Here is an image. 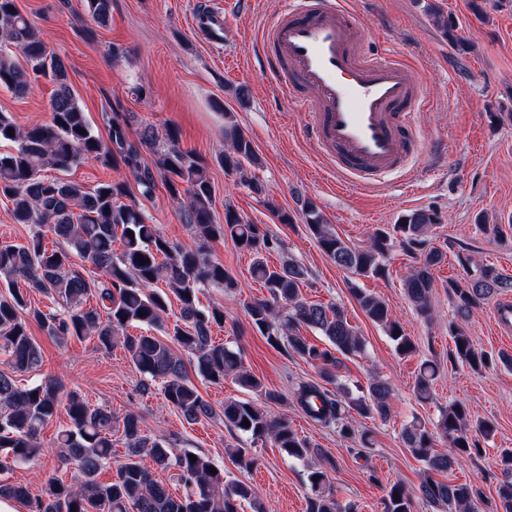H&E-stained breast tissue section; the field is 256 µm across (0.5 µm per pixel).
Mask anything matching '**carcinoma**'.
Returning a JSON list of instances; mask_svg holds the SVG:
<instances>
[{"label":"carcinoma","instance_id":"obj_1","mask_svg":"<svg viewBox=\"0 0 512 512\" xmlns=\"http://www.w3.org/2000/svg\"><path fill=\"white\" fill-rule=\"evenodd\" d=\"M83 7L95 24L108 23L111 0H83ZM436 22L459 51L469 50L456 34L458 24L454 20L439 17ZM41 78L54 87L49 120L21 127L10 113L0 111V142L15 144L12 151L0 152V197L11 202L15 223L37 227L22 244H0V288L7 290L0 293V355L7 356L10 368L0 371V472L42 456L41 430L63 411L68 422L58 432L56 445L64 449L65 462L75 466L79 477L69 483L51 473L39 497L31 496L25 485L0 482V497L25 501L30 512H241L244 502L252 512H265L249 484L224 480L221 469L211 474L214 463L205 455L180 449L164 436L145 435L139 415L129 413L119 419L75 393H62V386L52 379L18 386L14 374L35 370L42 359L40 346L28 331L29 321L59 340L89 339L105 350L122 346L130 364L145 377L142 386L159 384L166 403L189 424L218 417L225 427L254 442L269 440L292 458L311 459L319 450L299 437L288 420L270 417L265 406L250 400L227 399L217 410L190 378L192 368L214 385L230 378L246 390L263 394L268 402L281 400L279 393L266 389L260 378L245 369L241 352L212 341V327L224 326V308L199 307L197 292L201 288L229 292L239 288L232 272L210 260L204 251L209 242L228 238L255 255L250 275L268 292V296L246 305L252 327L272 347L290 350L315 365L323 381L336 387L332 392L306 381L294 386L292 402L307 417L353 437L356 430L350 415L388 418L392 399L389 385L374 378L367 386L358 385L353 390L342 382L341 357L360 354L365 343L341 307L302 297L301 288L308 280L306 267L291 258L278 267L269 266L264 253L281 247V241L245 220L231 206H224V221L217 220L208 165L182 150L176 133L169 130L161 137L153 126L146 125L132 140L129 121L112 119L110 141L97 136L69 84L63 59L47 50L34 22L19 12L15 0H0V89L23 96ZM225 118L226 148L220 157L224 172L238 177L255 192H264L249 175L261 164L252 141L233 116L227 114ZM145 148L155 156L153 169L142 161L141 150ZM86 160L128 169L145 198L152 196L156 180H161L170 197L181 202V219L189 227L194 244L174 242L160 234L156 225L147 223L125 182H100L91 187L62 177ZM303 211L319 249L356 278L382 274L383 259L396 242L419 251L417 266L403 280V289L416 313L431 318L432 270L441 263L443 254L427 248V235L441 223L438 212L419 209L407 213L392 230L376 229L370 244L359 247L345 242L312 202H306ZM48 234L56 243L51 250L45 244ZM117 243L118 252L114 248ZM75 256L81 264L73 261ZM140 259L147 264L138 263ZM462 266L464 281H448V294L460 320H467L483 301L512 291L511 276L492 267L472 269L468 259ZM160 283L168 290L159 288ZM26 288L58 297L64 311L46 314L29 308ZM171 292L180 305L173 321L169 320ZM353 293L365 315L394 342L398 355L408 357L416 352L414 342L392 318L384 300L360 288ZM91 298L97 306L89 304ZM133 324L140 325L142 332L127 333ZM301 326L319 331L328 346L309 343L299 332ZM451 337L454 359L471 370L500 365L512 369V355L476 351L460 328L451 330ZM436 374V364H422L414 383L418 399H433ZM114 432L122 434L126 453L116 466L115 477L103 482L99 475L112 466ZM493 432L491 422L472 421L468 408L457 402L441 409L431 430L419 420L405 426L402 440L424 464L421 497L441 512H481L476 486L439 481L435 474L446 473L459 459L480 452L479 438L487 439ZM438 436L448 442V451L435 450ZM191 454L196 461L190 460ZM229 454L240 469L255 465L248 448H231ZM145 457L161 470H175L184 492L174 495L154 478L143 463ZM500 463L505 480L498 487V497L502 512H512L511 448L502 451ZM315 476L319 480L310 482L307 512H356L353 505L336 499L327 470L320 463L310 471L309 477ZM384 512H413L412 493L399 482L392 484Z\"/></svg>","mask_w":512,"mask_h":512}]
</instances>
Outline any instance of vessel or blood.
I'll return each mask as SVG.
<instances>
[{"label": "vessel or blood", "mask_w": 512, "mask_h": 512, "mask_svg": "<svg viewBox=\"0 0 512 512\" xmlns=\"http://www.w3.org/2000/svg\"><path fill=\"white\" fill-rule=\"evenodd\" d=\"M195 27L208 42L224 39L220 11L200 10ZM261 39L282 103L309 112L303 134L338 179L369 187L396 171L416 183L422 70L396 53L370 54L361 22L342 0H288Z\"/></svg>", "instance_id": "vessel-or-blood-1"}]
</instances>
